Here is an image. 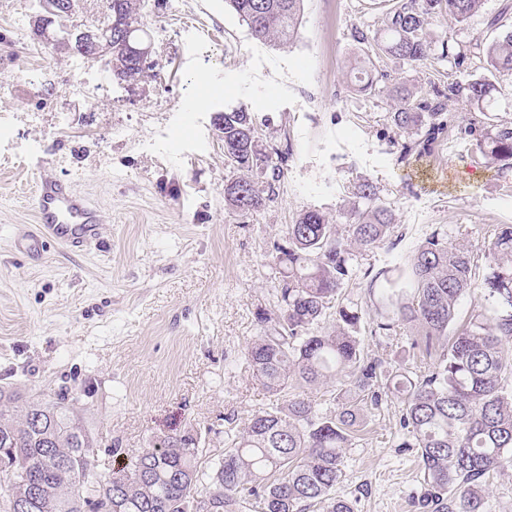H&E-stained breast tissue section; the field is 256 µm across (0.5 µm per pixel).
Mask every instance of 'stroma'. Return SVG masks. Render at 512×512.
I'll return each instance as SVG.
<instances>
[{
	"label": "stroma",
	"mask_w": 512,
	"mask_h": 512,
	"mask_svg": "<svg viewBox=\"0 0 512 512\" xmlns=\"http://www.w3.org/2000/svg\"><path fill=\"white\" fill-rule=\"evenodd\" d=\"M396 0H304L297 39H255L225 0H150L144 22L152 66L135 83L62 49L20 40L34 0H0V384L28 396L65 392L96 443L99 468L113 444L139 452L187 426L201 469L222 457L270 395L246 359L258 309L276 314L273 245L317 209L337 224L357 185L371 181L397 224L387 244L354 253L337 301L357 305L368 357L382 369L412 365L411 330L376 332L388 311L367 291L369 272L403 261L436 229L475 256L474 286L457 324L482 305L488 247L512 224V176L452 130L429 155L399 161L390 112L396 88L431 89L484 77L479 45L512 29V0H485L453 26L463 64L409 67L369 53L354 29L376 30ZM370 55L380 79L350 73ZM84 75V92L74 90ZM252 116L260 147L284 155L277 197L243 215L224 201L239 172L224 159V113ZM64 181L102 215V242L74 254L50 246L40 260L14 251L35 222L41 177ZM367 427L346 450L335 494L355 512H418L423 479L405 447L401 405L365 408Z\"/></svg>",
	"instance_id": "35a3bbf8"
}]
</instances>
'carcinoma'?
Here are the masks:
<instances>
[{"instance_id":"cac0c4a2","label":"carcinoma","mask_w":512,"mask_h":512,"mask_svg":"<svg viewBox=\"0 0 512 512\" xmlns=\"http://www.w3.org/2000/svg\"><path fill=\"white\" fill-rule=\"evenodd\" d=\"M143 0H108L107 19H122L143 31ZM304 0H225L252 35L273 45L298 34ZM484 0H400L385 13L382 28L370 36L360 29L359 43L409 66L435 57H466L434 22L463 23ZM441 52H436V48ZM485 70L512 75V30L483 42ZM495 84L478 80L463 87L450 83L429 91H401L391 113L401 139L399 160L431 151L439 135L454 126L455 105L480 112L491 102ZM477 151L512 171V124L479 136ZM224 157L245 175L224 185V200L252 214L276 198L281 170L269 153L258 150L252 117L224 113ZM350 224H339L319 210H307L287 227L285 243L274 245L279 274L280 313L257 312L262 331L247 347L253 373L274 396L271 406L247 419L224 449L200 488L199 448L186 428L143 451L141 464L129 470L98 471L94 438L74 403L65 396L24 398L10 384L0 385V512H354L351 503L333 497L343 474L345 448L366 425L354 391L378 406L386 398L402 406L404 448L418 449L425 484L426 512H486L484 479L512 468V224H502L488 251L489 273L481 285L486 304L468 324L442 343L456 307L472 288L474 254L435 230L403 263L378 270L368 285L390 308L389 331L401 322L415 329L413 348L430 363L419 372L399 367L384 377L380 365L364 356L360 315L340 306L334 320L321 325L350 279L352 251L384 244L396 216L369 181L359 184L350 207ZM326 386L336 409L320 416L302 393L277 399L290 387Z\"/></svg>"}]
</instances>
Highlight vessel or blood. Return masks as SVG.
<instances>
[{
    "label": "vessel or blood",
    "instance_id": "b4317fda",
    "mask_svg": "<svg viewBox=\"0 0 512 512\" xmlns=\"http://www.w3.org/2000/svg\"><path fill=\"white\" fill-rule=\"evenodd\" d=\"M34 230L13 240L16 250L29 258H39L49 245L70 250H87L101 240V213L86 197L67 183L40 179L32 199Z\"/></svg>",
    "mask_w": 512,
    "mask_h": 512
}]
</instances>
